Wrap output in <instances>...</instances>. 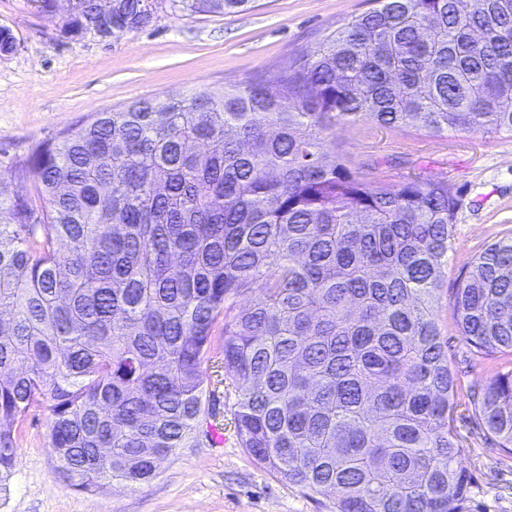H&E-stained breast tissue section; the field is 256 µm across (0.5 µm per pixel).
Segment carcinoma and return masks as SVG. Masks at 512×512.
<instances>
[{"instance_id": "obj_1", "label": "carcinoma", "mask_w": 512, "mask_h": 512, "mask_svg": "<svg viewBox=\"0 0 512 512\" xmlns=\"http://www.w3.org/2000/svg\"><path fill=\"white\" fill-rule=\"evenodd\" d=\"M96 2L70 0L61 32L89 35ZM459 2L376 0L274 79L98 112L11 171L36 177L42 210L0 180V481L44 409L68 486L149 482L189 447L219 331L256 461L334 493L335 512H464L437 314L458 196L416 173L375 186L328 150L361 119L512 136V0ZM139 3L106 22L146 27ZM455 308L471 355L507 359L469 402L512 455V233L475 257Z\"/></svg>"}]
</instances>
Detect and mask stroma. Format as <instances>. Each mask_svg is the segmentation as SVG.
I'll return each instance as SVG.
<instances>
[{
	"label": "stroma",
	"instance_id": "35a3bbf8",
	"mask_svg": "<svg viewBox=\"0 0 512 512\" xmlns=\"http://www.w3.org/2000/svg\"><path fill=\"white\" fill-rule=\"evenodd\" d=\"M372 6L371 0H255L250 10L182 14L163 8L152 24L101 40L70 38L58 17L27 0H0V28L16 47L0 55V175L12 195L34 200V178L10 167L41 142L87 122L96 112L144 98L217 90L258 74L275 77L295 54ZM329 148L366 180L389 188L410 173L448 181L459 208L454 247L437 305L455 377L458 462L479 512H512V459L477 432L469 391L491 375L461 341L454 311L460 276L488 244L512 232V137L459 131L433 136L362 120L337 126ZM49 415L30 412L19 428L12 476L0 482V512H333L330 493L309 495L257 463L242 447L223 383L209 379L206 408L190 447L131 489L114 482L94 492L63 483L47 449ZM221 432L216 443L213 432Z\"/></svg>",
	"mask_w": 512,
	"mask_h": 512
}]
</instances>
